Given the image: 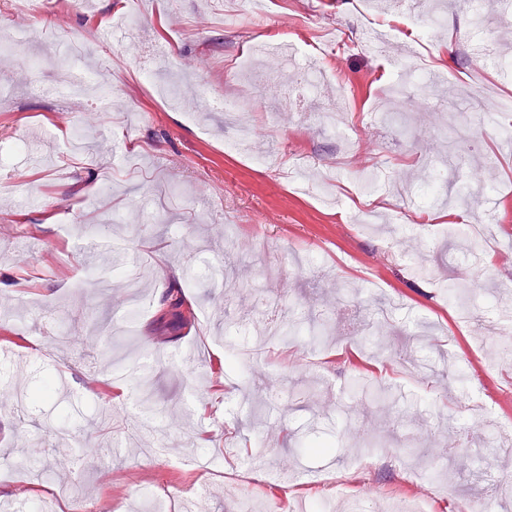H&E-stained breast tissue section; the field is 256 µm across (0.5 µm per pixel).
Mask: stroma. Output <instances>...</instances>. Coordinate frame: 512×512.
<instances>
[{
	"label": "stroma",
	"instance_id": "1",
	"mask_svg": "<svg viewBox=\"0 0 512 512\" xmlns=\"http://www.w3.org/2000/svg\"><path fill=\"white\" fill-rule=\"evenodd\" d=\"M499 2L483 0L477 23L457 0L425 41L395 0H90L33 28L37 62L0 51V345L30 360L0 359V512H93L104 498L112 512L486 504L465 476H512L494 446L495 424H512V366L495 359L512 334L459 330L446 285L481 269L478 314L492 320L512 309V265L427 217L468 186L469 221L494 218L512 252V151L477 115L483 84L512 103V80L474 53L486 40L512 57ZM133 8L140 59L120 28ZM74 43L93 82L71 109L57 86ZM404 49L428 67V100L406 111L389 99ZM326 59L340 78L309 96L299 75ZM227 94L256 104L243 155L224 150L235 118L208 104ZM335 102L348 149L318 125ZM30 129L44 146L12 151ZM297 308L322 320L323 346L276 336L253 355L256 329ZM193 344L205 358L183 364ZM359 376L393 379L400 403L358 391ZM48 381L50 395L16 403ZM49 466L77 491L51 479L50 499L29 495Z\"/></svg>",
	"mask_w": 512,
	"mask_h": 512
}]
</instances>
